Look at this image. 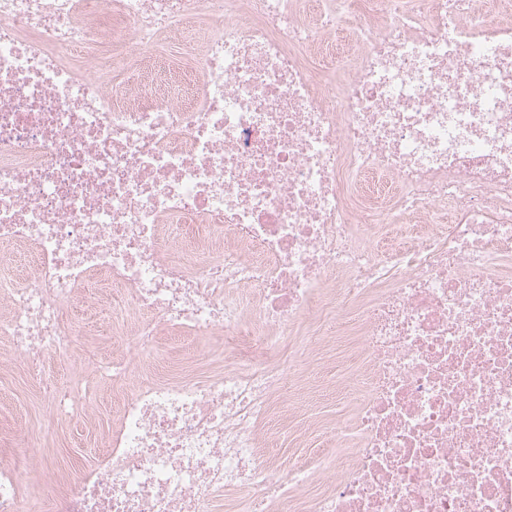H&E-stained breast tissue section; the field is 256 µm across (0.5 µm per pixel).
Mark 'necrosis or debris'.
I'll return each mask as SVG.
<instances>
[{"label":"necrosis or debris","mask_w":512,"mask_h":512,"mask_svg":"<svg viewBox=\"0 0 512 512\" xmlns=\"http://www.w3.org/2000/svg\"><path fill=\"white\" fill-rule=\"evenodd\" d=\"M479 0H0V340L49 409L120 398L78 472L0 457V512H512V22ZM125 356L77 352L78 299ZM347 343L315 467L258 456ZM205 379L129 376L161 331Z\"/></svg>","instance_id":"necrosis-or-debris-1"}]
</instances>
